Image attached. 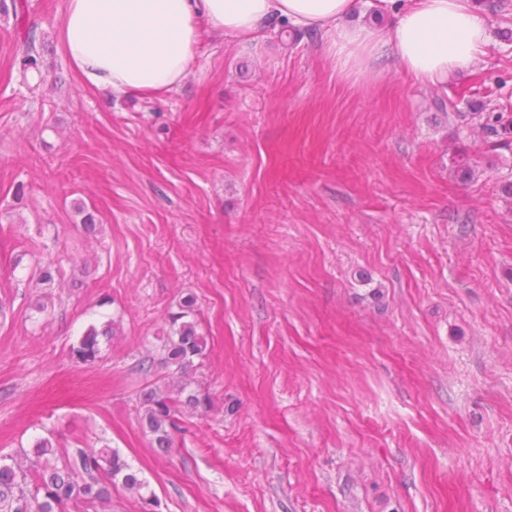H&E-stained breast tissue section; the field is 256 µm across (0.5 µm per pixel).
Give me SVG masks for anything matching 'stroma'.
I'll use <instances>...</instances> for the list:
<instances>
[{"label": "stroma", "instance_id": "stroma-1", "mask_svg": "<svg viewBox=\"0 0 512 512\" xmlns=\"http://www.w3.org/2000/svg\"><path fill=\"white\" fill-rule=\"evenodd\" d=\"M16 5L0 12V457L32 477L40 439L57 465L110 446L154 512H512V135L489 144L467 118L512 119V5L442 87L391 61L348 81L311 34L206 35L180 85L122 97L67 62L63 0ZM31 50L43 79L20 74ZM455 94L459 116L437 113ZM188 295L207 347L183 377L161 358ZM185 385L209 404L160 452L142 394ZM109 331L106 329L99 332L94 327L91 328L79 345L74 349V356L77 361L89 364L94 362L100 354L99 336H107Z\"/></svg>", "mask_w": 512, "mask_h": 512}]
</instances>
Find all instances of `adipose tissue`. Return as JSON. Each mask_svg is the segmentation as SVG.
Here are the masks:
<instances>
[{
  "label": "adipose tissue",
  "mask_w": 512,
  "mask_h": 512,
  "mask_svg": "<svg viewBox=\"0 0 512 512\" xmlns=\"http://www.w3.org/2000/svg\"><path fill=\"white\" fill-rule=\"evenodd\" d=\"M362 0H66L59 40L82 82L133 94L178 86L202 34L250 44L287 28L319 34L343 78L379 75L383 59L423 85L475 67L490 34L476 0H400L379 28L357 20Z\"/></svg>",
  "instance_id": "1"
}]
</instances>
